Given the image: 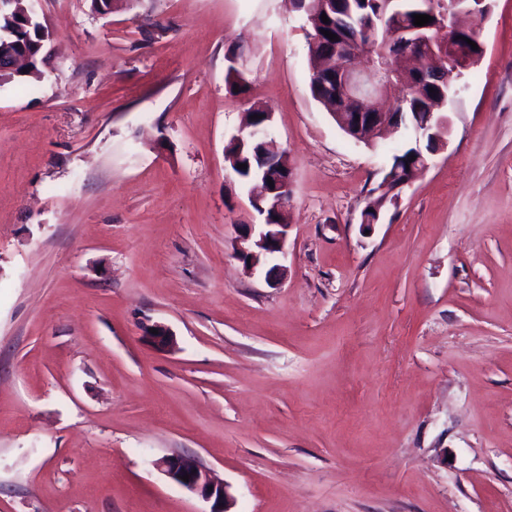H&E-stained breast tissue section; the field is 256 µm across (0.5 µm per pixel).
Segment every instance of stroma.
Returning a JSON list of instances; mask_svg holds the SVG:
<instances>
[{
    "mask_svg": "<svg viewBox=\"0 0 512 512\" xmlns=\"http://www.w3.org/2000/svg\"><path fill=\"white\" fill-rule=\"evenodd\" d=\"M35 8L43 76L0 87V512H208L171 455L231 512H512V0L369 227L413 136L336 126L290 0ZM255 101L294 162L275 284L237 257L261 218L224 160ZM423 129L421 127L417 126L415 130V135L417 139L420 141L421 139H424L426 135L429 133L434 138L435 143V151L432 152L434 154L435 152H438L441 149H444V147L448 144V136L450 133V120L446 116L442 115L440 118H438L436 122V131H430L432 128L431 126H428L427 123L422 124ZM157 467L167 478L203 500H213L212 509L208 512H231L227 507L230 496L224 485L214 482L210 472L195 459L182 455L165 457L157 462ZM183 475H189V481H183Z\"/></svg>",
    "mask_w": 512,
    "mask_h": 512,
    "instance_id": "obj_1",
    "label": "stroma"
}]
</instances>
